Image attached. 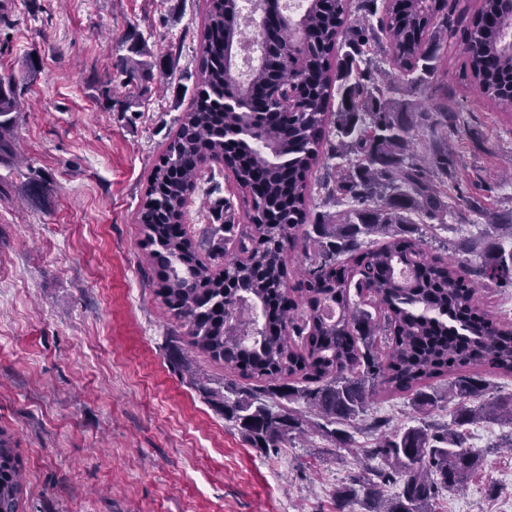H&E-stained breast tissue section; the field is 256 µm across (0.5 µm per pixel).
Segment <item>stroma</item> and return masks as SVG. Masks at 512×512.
Masks as SVG:
<instances>
[{
    "label": "stroma",
    "instance_id": "1",
    "mask_svg": "<svg viewBox=\"0 0 512 512\" xmlns=\"http://www.w3.org/2000/svg\"><path fill=\"white\" fill-rule=\"evenodd\" d=\"M205 0H12L0 14V75L40 72L16 137L23 165L0 163V429L27 466L21 512H336V487L357 467L369 431L341 444L312 432L294 445L252 447L192 382H231L223 363L194 354L172 366L171 323L151 280L137 210L147 178L190 104ZM165 56L149 79L103 99L90 81L131 46ZM448 43L435 102L463 119L448 132L458 189L444 223L420 230L440 245L488 228L464 200L512 217V114L483 100ZM45 183L28 200L31 176ZM244 206L226 171L203 168L185 222L197 239ZM368 418L417 424L403 395L380 394ZM505 425L480 420L469 445L484 454L466 489L438 512H512V453L491 448Z\"/></svg>",
    "mask_w": 512,
    "mask_h": 512
}]
</instances>
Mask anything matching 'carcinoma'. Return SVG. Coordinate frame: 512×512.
Here are the masks:
<instances>
[{
  "mask_svg": "<svg viewBox=\"0 0 512 512\" xmlns=\"http://www.w3.org/2000/svg\"><path fill=\"white\" fill-rule=\"evenodd\" d=\"M447 0H386L378 19L390 53L379 60L370 22H348L349 0L336 7L306 0L298 27L304 44L291 47L280 0H257L267 37L259 65L245 86L229 76L225 49L241 41L242 16L234 0H208L200 31L195 93L148 179L137 212L158 280L157 295L192 349L260 383L222 390L202 387L255 448H280L295 433L318 430L340 443L367 412L376 389L410 397L424 413L439 408L432 381L452 377L457 400L451 423L378 433L366 464L336 491V512L358 495L372 512H436L445 491L459 490L482 468L467 446L468 428L482 419L512 428V395L487 401L488 383L474 376H512V322L491 317L477 301L482 282L512 283V249L500 237L480 244L463 238L455 251L478 257L462 263L437 252L415 218L448 214V178L457 162L448 152V127L458 113L440 104L432 113L425 158L411 151L409 113L392 99V84L376 80L381 62L414 88L438 91L445 76L441 43L461 34L467 72L477 91L512 112V5L480 0L470 26L448 28ZM113 65L127 81L152 74L156 62L144 45ZM284 88L298 91L293 108L271 111ZM25 86L0 75V156L12 151ZM338 99L337 106L331 101ZM338 159L336 197L350 208L305 229L313 171ZM224 166L245 191L247 231L237 256L211 249L220 270L203 261L205 241L184 227L185 206L202 165ZM302 248L305 265L288 287V253ZM374 299V311L363 291ZM357 299H352L351 294ZM260 308L263 324L237 323L239 308ZM391 346L380 354L379 333ZM303 401L308 414L267 399ZM24 462L0 432V512H19ZM400 484L384 495V487Z\"/></svg>",
  "mask_w": 512,
  "mask_h": 512,
  "instance_id": "1",
  "label": "carcinoma"
}]
</instances>
